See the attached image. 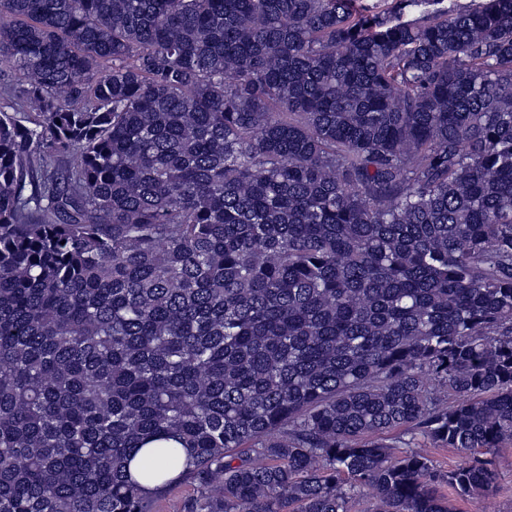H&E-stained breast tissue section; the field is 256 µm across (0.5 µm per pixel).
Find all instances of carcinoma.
<instances>
[{
    "label": "carcinoma",
    "mask_w": 512,
    "mask_h": 512,
    "mask_svg": "<svg viewBox=\"0 0 512 512\" xmlns=\"http://www.w3.org/2000/svg\"><path fill=\"white\" fill-rule=\"evenodd\" d=\"M423 2L0 0V512L497 489L512 0ZM424 451L434 460L442 470L454 468L462 461V455L452 448H433L426 441H420ZM198 491L192 479L177 478L152 498L150 512H186L188 503L199 496Z\"/></svg>",
    "instance_id": "1"
}]
</instances>
